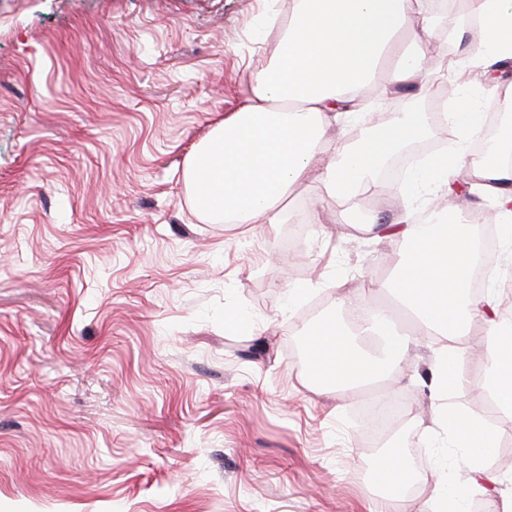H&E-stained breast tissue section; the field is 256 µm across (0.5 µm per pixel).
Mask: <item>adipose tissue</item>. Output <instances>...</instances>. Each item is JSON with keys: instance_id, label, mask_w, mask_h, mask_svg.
<instances>
[{"instance_id": "obj_1", "label": "adipose tissue", "mask_w": 512, "mask_h": 512, "mask_svg": "<svg viewBox=\"0 0 512 512\" xmlns=\"http://www.w3.org/2000/svg\"><path fill=\"white\" fill-rule=\"evenodd\" d=\"M470 10L481 23L486 66L512 60V0H470ZM425 11L426 0H293L287 27L273 32L275 58L254 68L242 105L187 159L186 180L199 208L227 224H273L282 200L312 176L326 196L355 207L379 167L426 128L418 115L404 112L387 131L329 153L326 133L361 111L356 93L371 86L387 57L396 59L391 83L413 82L419 95L427 94L433 79L422 75L418 52L432 29ZM439 114L455 123L457 138L446 156L411 176L402 196H413L425 184L448 186L465 178L471 191L494 200L490 220L512 245V165L464 162V144L479 131L480 114L456 100L444 103ZM375 236L390 245L412 246L418 256L417 267L396 288L398 301L415 320L413 335H424L432 323L449 335H463L470 316L463 304L471 265L468 225L436 219L421 227L403 215L379 226ZM485 304V335L470 346L486 353L484 378L503 422L511 423L512 325L498 314L500 297L486 298ZM305 341L320 360L311 377L319 389L353 388L390 374L393 360L411 346L383 314L355 325L335 317L317 321L306 330ZM451 419L468 458L466 478L435 499L403 500L401 512H466L484 482L492 480L485 462L501 428L462 411Z\"/></svg>"}]
</instances>
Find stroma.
I'll list each match as a JSON object with an SVG mask.
<instances>
[{
  "mask_svg": "<svg viewBox=\"0 0 512 512\" xmlns=\"http://www.w3.org/2000/svg\"><path fill=\"white\" fill-rule=\"evenodd\" d=\"M288 0H0V512H394L373 474L409 450L419 500L464 476L421 336L394 376L318 391L290 344L322 304L389 305L414 253L361 233L417 220L430 192L367 191L346 211L317 180L280 206L308 231L201 213L187 156L271 61L260 18ZM448 97L480 42L440 12ZM237 311L236 328L225 325ZM399 400L384 441L358 409Z\"/></svg>",
  "mask_w": 512,
  "mask_h": 512,
  "instance_id": "35a3bbf8",
  "label": "stroma"
}]
</instances>
